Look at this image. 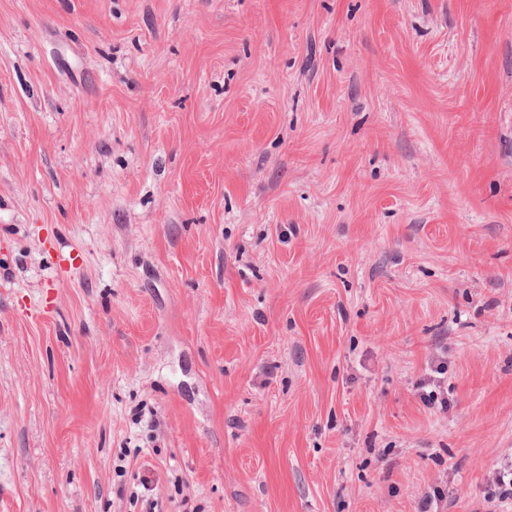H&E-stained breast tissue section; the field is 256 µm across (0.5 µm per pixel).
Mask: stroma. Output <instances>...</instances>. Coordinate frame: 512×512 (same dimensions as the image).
I'll return each mask as SVG.
<instances>
[{"instance_id": "1", "label": "stroma", "mask_w": 512, "mask_h": 512, "mask_svg": "<svg viewBox=\"0 0 512 512\" xmlns=\"http://www.w3.org/2000/svg\"><path fill=\"white\" fill-rule=\"evenodd\" d=\"M511 459L512 0H0V512H488Z\"/></svg>"}]
</instances>
